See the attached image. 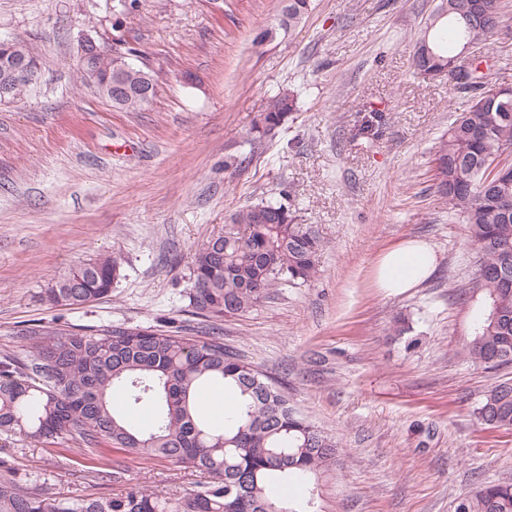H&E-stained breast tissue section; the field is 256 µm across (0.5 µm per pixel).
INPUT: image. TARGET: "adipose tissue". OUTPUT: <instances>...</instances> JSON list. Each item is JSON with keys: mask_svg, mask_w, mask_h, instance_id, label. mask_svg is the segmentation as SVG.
<instances>
[{"mask_svg": "<svg viewBox=\"0 0 512 512\" xmlns=\"http://www.w3.org/2000/svg\"><path fill=\"white\" fill-rule=\"evenodd\" d=\"M436 265V255L425 242L408 240L379 256L374 264L377 287L404 291L428 278Z\"/></svg>", "mask_w": 512, "mask_h": 512, "instance_id": "adipose-tissue-1", "label": "adipose tissue"}]
</instances>
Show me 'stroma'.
<instances>
[{"instance_id":"35a3bbf8","label":"stroma","mask_w":512,"mask_h":512,"mask_svg":"<svg viewBox=\"0 0 512 512\" xmlns=\"http://www.w3.org/2000/svg\"><path fill=\"white\" fill-rule=\"evenodd\" d=\"M497 34L458 60L489 58L490 87H512V0ZM439 0H312L272 42L279 0H0V39L41 62L37 87L0 104V356H22L31 329L99 334L113 326L190 336L219 332L288 403L336 437L330 470L280 492L287 512H455L481 480L512 481V430L480 425L485 391L512 365L466 361L477 257L451 217L433 159L469 105L455 79L414 69ZM131 52L158 73L156 94L116 111L79 73V39ZM298 95L271 141L250 129L281 89ZM282 203L323 249L307 286L271 289L250 311L208 319L189 305L194 256L229 215ZM409 239L436 254L415 288H376L373 265ZM118 261L109 296L55 306L45 290L77 264ZM409 337L397 338V316ZM35 472L47 496L109 497L137 485L176 497L199 473L160 459L62 441L0 437V457ZM124 467L111 476L112 463Z\"/></svg>"}]
</instances>
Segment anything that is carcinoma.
<instances>
[{
  "instance_id": "cac0c4a2",
  "label": "carcinoma",
  "mask_w": 512,
  "mask_h": 512,
  "mask_svg": "<svg viewBox=\"0 0 512 512\" xmlns=\"http://www.w3.org/2000/svg\"><path fill=\"white\" fill-rule=\"evenodd\" d=\"M449 15L429 17L416 42L414 67L445 66L452 45L464 38L488 41L496 33L501 0H488L482 24L465 23L471 0H445ZM309 0H280L276 26L259 33L260 43L296 27ZM38 62L22 42L0 40L4 56ZM100 72L91 80L98 94L118 109L148 104L145 88L156 90L153 69L131 65L120 51L99 56ZM475 60L458 90L475 101L457 114L435 153V177L448 200V213L468 225L483 278L471 287L480 295L473 308L470 339L462 354L476 366L512 364V167L494 175L489 164L512 143V110L481 105L488 74ZM11 86L9 100L29 88L15 84L0 63V87ZM297 108L288 89L272 96L254 123L255 139H274ZM322 247L311 224H299L282 204L260 203L233 213L224 233L196 252L191 273L193 313L217 319L249 311L282 282L308 284L317 275ZM118 263L106 258L82 263L46 289L54 305H87L112 292ZM22 358L0 360V435L39 443L74 441L93 451L111 446L143 459H164L192 468L203 480L175 499L130 487L109 498H50L41 477L12 476L9 459L0 460V512H285L279 481L305 485L328 466L337 441L318 430L289 404L284 392L255 366L224 346L220 336H184L159 329L115 326L92 335L33 331ZM214 385L237 392L236 411L224 423L212 422L199 403ZM122 392L131 407L149 406L153 427L143 430L117 411L111 394ZM488 429L512 428V382L491 387L475 409ZM456 512H512V483L485 481L460 499Z\"/></svg>"
}]
</instances>
